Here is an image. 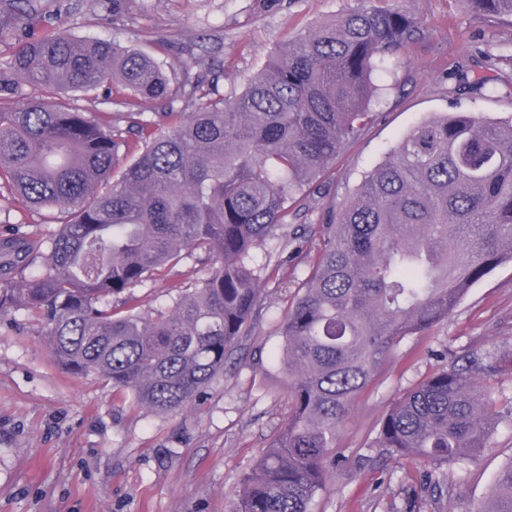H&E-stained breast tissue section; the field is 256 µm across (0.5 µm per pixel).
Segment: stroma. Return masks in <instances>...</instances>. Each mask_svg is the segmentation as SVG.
Segmentation results:
<instances>
[{
	"instance_id": "35a3bbf8",
	"label": "stroma",
	"mask_w": 512,
	"mask_h": 512,
	"mask_svg": "<svg viewBox=\"0 0 512 512\" xmlns=\"http://www.w3.org/2000/svg\"><path fill=\"white\" fill-rule=\"evenodd\" d=\"M43 27L115 40L165 68L201 59L261 71L298 32L355 7V0H33ZM422 24L418 43L378 75V117L337 156L329 174L256 249L260 293L247 336L222 376L192 407L169 414L136 408L97 374H75L52 356L26 313L0 318V512H228L247 468L290 414L286 378L273 355L280 320L304 288L322 247L320 221L339 211L367 173L418 123L453 111L512 119V22H488L466 0H400ZM489 76L493 91L464 88ZM51 209L0 196V232L48 238ZM212 260L192 256L132 289L148 314L167 312L172 284L207 278ZM478 350L512 357V262L473 285L447 320L403 340L351 404L336 434L346 461L331 468L313 512H483L490 486L512 461V409L498 420L478 463L449 473L451 492L421 487L423 461L382 453L373 441L385 413L452 357Z\"/></svg>"
}]
</instances>
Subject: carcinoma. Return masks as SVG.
Instances as JSON below:
<instances>
[{"label": "carcinoma", "mask_w": 512, "mask_h": 512, "mask_svg": "<svg viewBox=\"0 0 512 512\" xmlns=\"http://www.w3.org/2000/svg\"><path fill=\"white\" fill-rule=\"evenodd\" d=\"M356 7L281 47L243 87L220 94L115 41L39 28L31 0H4L12 31L0 64V186L54 209L51 237L0 239V316L23 310L54 358L94 372L136 407H191L247 333L260 291L253 252L344 145L375 121L376 77L421 35L398 7ZM512 21V0H468ZM112 82L115 109L89 117L61 101ZM37 92L30 96L24 87ZM160 101L146 114L141 102ZM281 322L275 356L292 414L236 490L229 512H311L336 457V428L407 336L454 311L512 259V120L452 112L425 120L364 178ZM203 253L201 285H176L171 311L143 314L123 294ZM512 357L476 352L411 389L382 418L374 446L431 464L426 485L478 460ZM481 512H512V462Z\"/></svg>", "instance_id": "cac0c4a2"}]
</instances>
